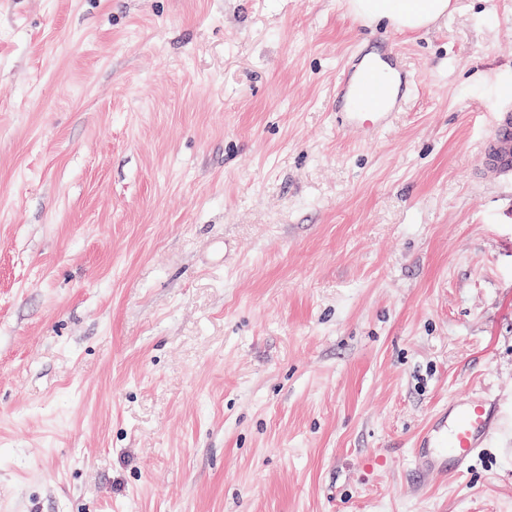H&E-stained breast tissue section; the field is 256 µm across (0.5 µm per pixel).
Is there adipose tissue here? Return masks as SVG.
I'll return each mask as SVG.
<instances>
[{
    "label": "adipose tissue",
    "instance_id": "1",
    "mask_svg": "<svg viewBox=\"0 0 512 512\" xmlns=\"http://www.w3.org/2000/svg\"><path fill=\"white\" fill-rule=\"evenodd\" d=\"M357 17L369 22H386L395 30L408 33L434 26L447 17L451 0H349Z\"/></svg>",
    "mask_w": 512,
    "mask_h": 512
}]
</instances>
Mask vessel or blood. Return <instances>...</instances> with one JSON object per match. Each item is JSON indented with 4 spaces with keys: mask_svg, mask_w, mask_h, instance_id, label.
I'll return each instance as SVG.
<instances>
[{
    "mask_svg": "<svg viewBox=\"0 0 512 512\" xmlns=\"http://www.w3.org/2000/svg\"><path fill=\"white\" fill-rule=\"evenodd\" d=\"M411 77L391 46L357 48L342 68L334 99L336 129L376 136L390 126L409 96ZM487 182L512 177V98L502 97L489 121L481 151ZM512 436V412L480 393L449 400L426 421L412 462L422 475L467 472L482 448Z\"/></svg>",
    "mask_w": 512,
    "mask_h": 512,
    "instance_id": "vessel-or-blood-1",
    "label": "vessel or blood"
}]
</instances>
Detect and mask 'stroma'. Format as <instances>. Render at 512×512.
Masks as SVG:
<instances>
[{
  "mask_svg": "<svg viewBox=\"0 0 512 512\" xmlns=\"http://www.w3.org/2000/svg\"><path fill=\"white\" fill-rule=\"evenodd\" d=\"M348 2L0 0V512H512V439L407 458L512 402V0ZM375 41L410 98L338 134ZM452 0H349V8L368 22L385 21L408 33L426 30L448 16ZM484 179L495 183L512 177V99L502 97L489 121L481 151ZM512 436V410L480 393L448 400L426 421L412 448L415 469L424 476L467 472L482 448Z\"/></svg>",
  "mask_w": 512,
  "mask_h": 512,
  "instance_id": "1",
  "label": "stroma"
}]
</instances>
